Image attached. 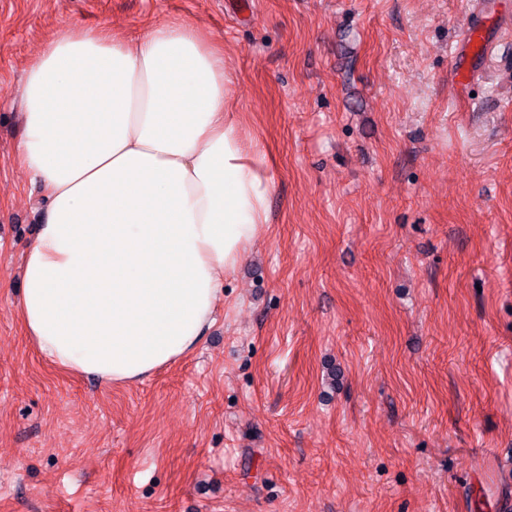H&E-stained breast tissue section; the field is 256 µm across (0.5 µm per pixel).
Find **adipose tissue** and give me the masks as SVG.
<instances>
[{
	"label": "adipose tissue",
	"mask_w": 512,
	"mask_h": 512,
	"mask_svg": "<svg viewBox=\"0 0 512 512\" xmlns=\"http://www.w3.org/2000/svg\"><path fill=\"white\" fill-rule=\"evenodd\" d=\"M234 90L223 42L186 20L134 38L65 26L31 59L17 160L47 216L22 256L18 309L54 365L139 382L214 322L274 186Z\"/></svg>",
	"instance_id": "adipose-tissue-1"
}]
</instances>
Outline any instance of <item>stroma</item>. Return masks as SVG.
Masks as SVG:
<instances>
[{
  "label": "stroma",
  "instance_id": "1",
  "mask_svg": "<svg viewBox=\"0 0 512 512\" xmlns=\"http://www.w3.org/2000/svg\"><path fill=\"white\" fill-rule=\"evenodd\" d=\"M225 2L0 0V512H512V0ZM163 18L223 39L269 222L200 345L108 387L19 317L20 90L61 26Z\"/></svg>",
  "mask_w": 512,
  "mask_h": 512
}]
</instances>
